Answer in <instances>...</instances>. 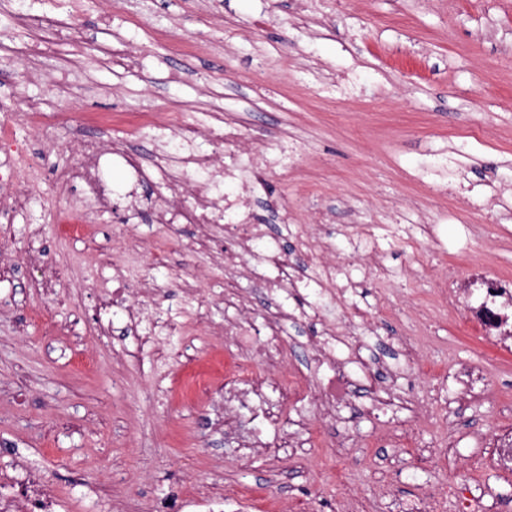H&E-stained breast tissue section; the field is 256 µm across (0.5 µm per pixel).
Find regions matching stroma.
I'll list each match as a JSON object with an SVG mask.
<instances>
[{
    "label": "stroma",
    "mask_w": 512,
    "mask_h": 512,
    "mask_svg": "<svg viewBox=\"0 0 512 512\" xmlns=\"http://www.w3.org/2000/svg\"><path fill=\"white\" fill-rule=\"evenodd\" d=\"M75 19L76 39L57 37L46 57L15 58L17 40H43L17 28L15 8ZM0 124L48 83L79 89L74 113L112 115V137L152 164L168 139H140L143 112L178 109L189 121L221 106L241 124L249 149L283 146L287 175L267 172L253 201L256 223L288 241H324L317 260L351 258L354 228L369 226L394 287L373 272L359 287L328 283L289 291L296 317L270 335V297L245 284L238 301L209 293L224 270L192 252L193 224L151 226V211L129 218L139 189L126 167L106 177L113 207L91 214L90 236L58 238L54 207L77 206L54 173L80 159L86 125L61 124L56 140L39 141L44 170L31 207L0 218V465L25 457L53 480L62 512H152L166 495L197 485L224 486V512H261L274 503L289 512L303 498L309 512H458L449 488L467 489L477 512H512V471L497 467L496 439L512 427V344L465 333L462 312L442 309L434 290L512 275V0H0ZM207 36L211 50L184 51ZM127 40L141 65L111 69L105 49ZM89 51L75 55L73 41ZM355 72L360 90L334 99L333 84ZM294 221H278L281 210ZM133 255L129 305L143 283L160 286L154 300L181 319L198 301L175 276L208 292L209 317L193 349L165 340L144 350L138 333L115 310L98 335L101 295L96 278L119 255ZM54 275L45 291L38 271ZM418 332L421 357L440 369L449 395L411 376L399 380L387 413L365 417L357 390L341 420L313 417L303 430L268 420L264 447L247 445L250 409L225 407L224 378L190 401L177 392L190 360L209 349H236L244 327L256 347L273 352L262 373L267 406L286 397L279 378L315 369L313 339L325 327L373 329L370 358L390 360L391 339ZM478 386L461 389L465 371Z\"/></svg>",
    "instance_id": "35a3bbf8"
}]
</instances>
